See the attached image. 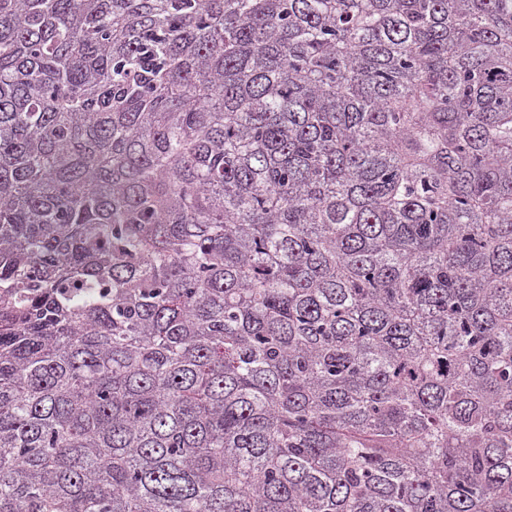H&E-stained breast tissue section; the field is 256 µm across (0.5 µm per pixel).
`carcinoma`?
I'll return each instance as SVG.
<instances>
[{
  "mask_svg": "<svg viewBox=\"0 0 512 512\" xmlns=\"http://www.w3.org/2000/svg\"><path fill=\"white\" fill-rule=\"evenodd\" d=\"M0 512H512V0H0Z\"/></svg>",
  "mask_w": 512,
  "mask_h": 512,
  "instance_id": "obj_1",
  "label": "carcinoma"
}]
</instances>
